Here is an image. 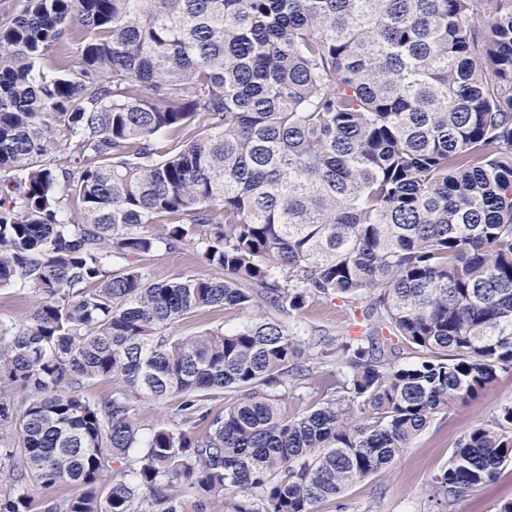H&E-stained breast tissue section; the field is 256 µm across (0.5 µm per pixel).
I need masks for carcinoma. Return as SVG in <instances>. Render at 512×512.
Here are the masks:
<instances>
[{"label":"carcinoma","instance_id":"carcinoma-1","mask_svg":"<svg viewBox=\"0 0 512 512\" xmlns=\"http://www.w3.org/2000/svg\"><path fill=\"white\" fill-rule=\"evenodd\" d=\"M24 2L0 22V288L33 304L0 318V512L59 483L82 493L43 512H318L512 369V0ZM161 246L215 274L151 280ZM331 296L370 299L365 331L297 338ZM223 306L248 320L166 334ZM306 352L345 372L287 417ZM173 393L143 432L135 402ZM507 465L512 403L428 500Z\"/></svg>","mask_w":512,"mask_h":512}]
</instances>
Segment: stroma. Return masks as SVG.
<instances>
[{"label":"stroma","mask_w":512,"mask_h":512,"mask_svg":"<svg viewBox=\"0 0 512 512\" xmlns=\"http://www.w3.org/2000/svg\"><path fill=\"white\" fill-rule=\"evenodd\" d=\"M140 265L156 280L210 273L198 252L191 248L175 253L161 249L143 256ZM364 307L361 301L351 308L339 298L319 299L291 318L290 324L300 332L316 336H357L362 331ZM244 320V314L235 309L207 308L188 315L173 327L172 333L193 336L217 327L229 331ZM337 372L335 361L314 364L307 386L282 396L283 412L292 416L315 409L324 385ZM508 401H512V370L499 372L495 385L478 398L438 416L392 467L356 483L348 489L342 503H324L320 512H429L425 487L430 477L443 467L465 433L490 420ZM510 500L511 465L503 468L492 483L460 499L454 512H496L499 504Z\"/></svg>","instance_id":"stroma-1"}]
</instances>
